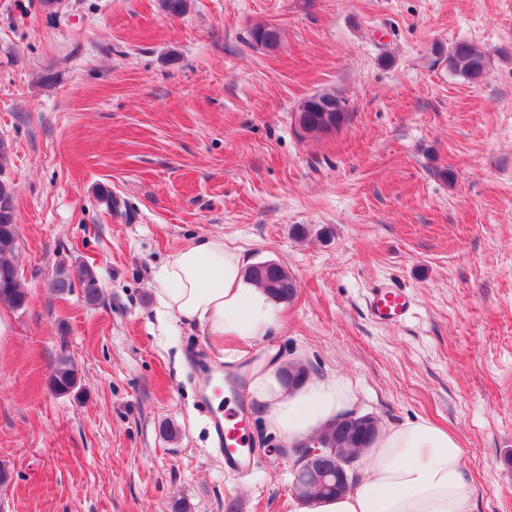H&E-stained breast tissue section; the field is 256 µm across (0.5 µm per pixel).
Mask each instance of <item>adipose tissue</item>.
<instances>
[{"label":"adipose tissue","mask_w":512,"mask_h":512,"mask_svg":"<svg viewBox=\"0 0 512 512\" xmlns=\"http://www.w3.org/2000/svg\"><path fill=\"white\" fill-rule=\"evenodd\" d=\"M162 313L202 327L221 360L239 358L279 321V304L246 276L241 252L215 235L174 253L154 273ZM249 393L268 428L300 446L327 421L351 411L356 394L344 377L311 376L287 387L277 363L252 370ZM363 475L346 493L295 512H471L474 490L458 435L425 419L380 428L361 457Z\"/></svg>","instance_id":"ef3b65f1"}]
</instances>
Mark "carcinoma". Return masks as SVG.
Returning a JSON list of instances; mask_svg holds the SVG:
<instances>
[{
  "label": "carcinoma",
  "instance_id": "1",
  "mask_svg": "<svg viewBox=\"0 0 512 512\" xmlns=\"http://www.w3.org/2000/svg\"><path fill=\"white\" fill-rule=\"evenodd\" d=\"M253 42L263 48L270 49L278 43V32L269 26H257L251 33ZM448 69L470 81L483 77L486 60L484 53L476 45L468 41H458L448 48ZM336 103L338 110L334 112H317L314 107L317 101ZM307 119L306 134H320L324 128L333 123L341 126L347 121L349 110L344 97L334 91H323L314 97L305 99L298 107ZM15 191L10 182L0 179V304L11 309H20L27 293L21 288L20 280L12 278L17 269L16 250L18 248L17 229L12 227L15 220ZM247 275L257 285L270 291L279 301L293 299L298 292L299 282L280 263L264 261L247 269ZM79 283L84 299L95 304L101 297L102 288L95 270L89 265H82L75 273L59 271L51 282V289L58 295L68 294ZM79 382V375L72 358L62 354L54 363L49 376L51 389L59 395L72 393ZM378 427L377 420L370 414H360L352 421L340 424L331 421L312 435L319 442L324 456H330L333 449L340 448L344 456L352 459L359 457L370 446ZM349 484L341 486L332 483L327 487H311V490L299 493L304 500L330 497L348 490Z\"/></svg>",
  "mask_w": 512,
  "mask_h": 512
}]
</instances>
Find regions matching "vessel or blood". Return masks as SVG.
Instances as JSON below:
<instances>
[{
    "label": "vessel or blood",
    "instance_id": "1",
    "mask_svg": "<svg viewBox=\"0 0 512 512\" xmlns=\"http://www.w3.org/2000/svg\"><path fill=\"white\" fill-rule=\"evenodd\" d=\"M370 319L380 325L395 326L406 320L414 301L407 289L397 284H378L365 299ZM215 444L224 457L227 472L243 474L253 466V452L249 446V415L246 410L233 413L209 414Z\"/></svg>",
    "mask_w": 512,
    "mask_h": 512
}]
</instances>
